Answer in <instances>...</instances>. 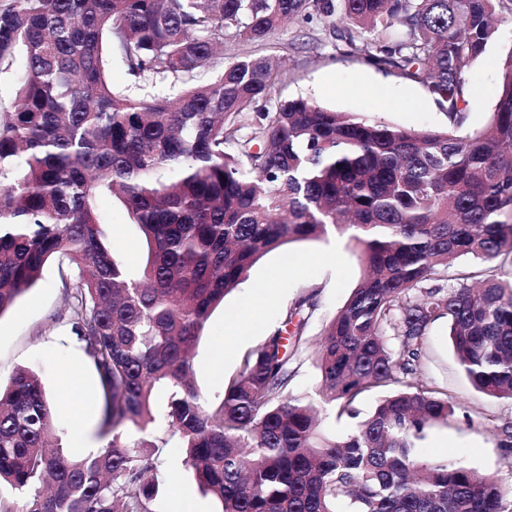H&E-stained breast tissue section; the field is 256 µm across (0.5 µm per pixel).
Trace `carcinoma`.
Masks as SVG:
<instances>
[{"label":"carcinoma","mask_w":512,"mask_h":512,"mask_svg":"<svg viewBox=\"0 0 512 512\" xmlns=\"http://www.w3.org/2000/svg\"><path fill=\"white\" fill-rule=\"evenodd\" d=\"M315 18L426 87L448 128L283 99L288 70L263 56L186 85L224 37L258 44ZM509 18L512 0H0V72L15 84L0 107V314L58 260L104 439L64 453L42 376L18 370L0 387V482L24 498L0 512H153L158 387L164 444L216 512H508L511 481L419 448L458 422L447 389L421 374L435 324L476 390L512 400V54L491 121L462 132L472 67ZM115 52L143 81L185 87L116 91ZM102 193L146 241L138 277L104 244ZM332 230L351 233L365 273L324 327L319 390L288 392L311 294L207 402L193 352L214 310L266 254ZM464 256L488 266L450 275ZM444 278L448 293L429 287ZM375 390L387 395L361 414ZM328 410L351 430L329 432Z\"/></svg>","instance_id":"carcinoma-1"}]
</instances>
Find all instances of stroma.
Listing matches in <instances>:
<instances>
[{"instance_id": "35a3bbf8", "label": "stroma", "mask_w": 512, "mask_h": 512, "mask_svg": "<svg viewBox=\"0 0 512 512\" xmlns=\"http://www.w3.org/2000/svg\"><path fill=\"white\" fill-rule=\"evenodd\" d=\"M253 52L282 62L288 72L280 93L303 97L336 112H357L362 117L408 129H444L446 112L440 110L419 84L405 81L392 71L367 63L344 43L336 41L321 21L289 23L262 44L226 41L224 60ZM512 52V23L503 22L470 74L473 99L465 130L485 126L495 109L501 79L500 60ZM97 207L108 225L106 241L131 271L146 258L142 235L123 203L116 197H99ZM364 275L360 249L348 236L330 233L320 240L294 241L271 251L252 268L249 279L230 294L211 315L195 351L194 378L204 399L220 402L224 383L236 375L244 354L254 349L301 296L316 293L318 309L308 328L307 347L289 385L295 395L313 392L320 377L316 352L325 324L343 307ZM56 263L46 265L38 285L0 314V383L8 384L17 369L40 372L47 392L60 397L69 375L74 411H62L56 433L66 452H74L72 435L82 429L100 443L98 379L82 352L68 337L71 328ZM422 373L447 387L458 415H470L472 426L434 427L423 444L425 454L451 451L487 475L512 477V461L492 434L494 425L512 421V401L478 393L461 372L447 329L438 324L429 338ZM154 455L165 478L156 493L154 512H214L215 504L198 488L192 471L181 463L179 449L156 448Z\"/></svg>"}]
</instances>
